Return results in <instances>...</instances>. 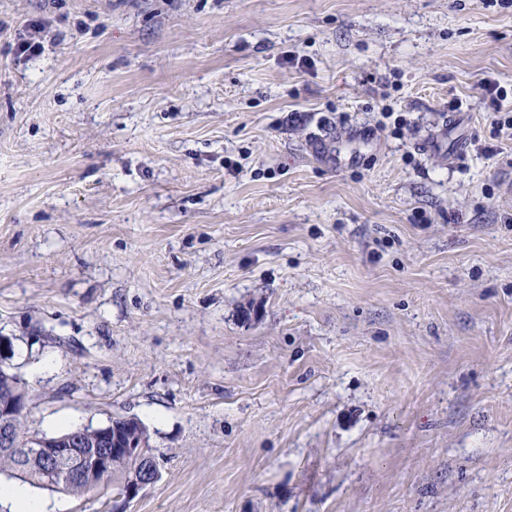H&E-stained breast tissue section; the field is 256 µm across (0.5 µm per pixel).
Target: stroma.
Returning <instances> with one entry per match:
<instances>
[{"label":"stroma","mask_w":512,"mask_h":512,"mask_svg":"<svg viewBox=\"0 0 512 512\" xmlns=\"http://www.w3.org/2000/svg\"><path fill=\"white\" fill-rule=\"evenodd\" d=\"M487 79L512 111V0H0L27 435L142 422L161 477L122 512H512ZM44 31L41 25H32L27 35L19 38L17 42V52L19 55L26 58H32L40 55L43 48L42 38L40 33Z\"/></svg>","instance_id":"1"}]
</instances>
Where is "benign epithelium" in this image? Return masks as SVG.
I'll return each instance as SVG.
<instances>
[{
    "label": "benign epithelium",
    "instance_id": "1",
    "mask_svg": "<svg viewBox=\"0 0 512 512\" xmlns=\"http://www.w3.org/2000/svg\"><path fill=\"white\" fill-rule=\"evenodd\" d=\"M14 396L13 402L0 404V454H13L21 462L28 458L42 459L48 469L61 473L55 489L65 492L70 484L95 476L97 481L91 485V492H98L106 486V479L112 473V457L119 454L135 459L139 470V475L124 485V500L134 499L159 480L158 463L148 451L146 436L131 437L113 424L98 429L96 437L89 442L75 432L67 438L38 436L19 443L15 422L19 412L26 408L27 397L21 387L15 388Z\"/></svg>",
    "mask_w": 512,
    "mask_h": 512
}]
</instances>
